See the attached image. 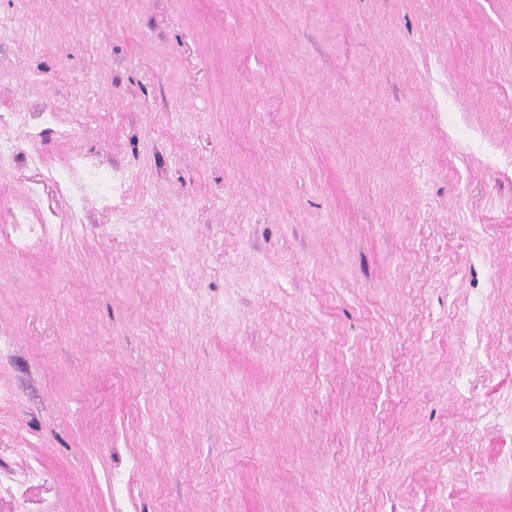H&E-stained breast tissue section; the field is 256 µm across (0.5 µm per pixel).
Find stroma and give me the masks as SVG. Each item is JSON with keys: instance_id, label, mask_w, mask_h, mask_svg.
Segmentation results:
<instances>
[{"instance_id": "1", "label": "stroma", "mask_w": 512, "mask_h": 512, "mask_svg": "<svg viewBox=\"0 0 512 512\" xmlns=\"http://www.w3.org/2000/svg\"><path fill=\"white\" fill-rule=\"evenodd\" d=\"M35 106L0 512H512V0H0ZM55 229L39 218L34 207L23 206L9 213L8 222L0 225V235L7 237L23 253L29 243L44 241Z\"/></svg>"}]
</instances>
